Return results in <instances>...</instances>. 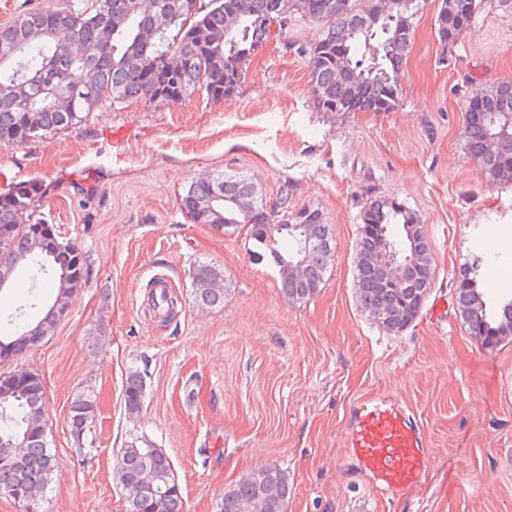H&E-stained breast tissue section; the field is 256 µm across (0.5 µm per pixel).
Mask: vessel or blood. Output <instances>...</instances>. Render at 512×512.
<instances>
[{"instance_id":"vessel-or-blood-1","label":"vessel or blood","mask_w":512,"mask_h":512,"mask_svg":"<svg viewBox=\"0 0 512 512\" xmlns=\"http://www.w3.org/2000/svg\"><path fill=\"white\" fill-rule=\"evenodd\" d=\"M348 446L384 494L414 489L427 465L420 429L398 404L383 398L357 402Z\"/></svg>"}]
</instances>
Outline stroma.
<instances>
[{
	"label": "stroma",
	"instance_id": "1",
	"mask_svg": "<svg viewBox=\"0 0 512 512\" xmlns=\"http://www.w3.org/2000/svg\"><path fill=\"white\" fill-rule=\"evenodd\" d=\"M441 0L414 15L402 96L392 112H322L304 56L283 44L245 65L234 94L176 103L99 107L81 124L0 149V194L35 181L39 210L89 257L91 274L52 335L0 372L40 375L55 472L45 512H123L115 452L132 436L164 448L183 512H216L225 487L262 466L284 470L286 512H512V338L487 346L461 321L453 281L480 253L492 295L512 294V183H490L465 150L468 100L512 80V10L482 0L466 33L442 43ZM218 173L251 182L266 204L321 210L333 259L308 301L282 297L278 275L255 262L246 226L224 233L189 223L191 181ZM391 197L424 224L432 281L417 319L379 326L355 286L363 208ZM224 271L218 308L197 306L190 270ZM167 284L173 319L151 293ZM42 280L20 271L0 289V334L21 319ZM147 370L137 421L124 413L132 369ZM93 390L97 418L69 432L72 397ZM366 397L404 407L428 449L422 485L381 499L347 448L350 411Z\"/></svg>",
	"mask_w": 512,
	"mask_h": 512
}]
</instances>
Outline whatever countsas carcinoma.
I'll return each mask as SVG.
<instances>
[{"label":"carcinoma","instance_id":"obj_1","mask_svg":"<svg viewBox=\"0 0 512 512\" xmlns=\"http://www.w3.org/2000/svg\"><path fill=\"white\" fill-rule=\"evenodd\" d=\"M192 0H77L65 9H39L19 14L0 28V148H19L48 133L74 127L96 108L130 100L161 103L169 93L190 97L201 93L210 101L224 98V79L241 69L248 57L262 48L270 35L253 19L275 8L325 25L321 39L297 47L306 57L309 87L317 107L329 112L338 104L343 112H391L401 100L402 62L412 45L411 17L420 0L383 14L380 0H199V9L186 23L184 5ZM480 0H441L438 35L451 41L457 19L472 20ZM109 27L112 41L102 40ZM69 40L75 55L60 56L56 43ZM177 55L181 65L169 74L166 57ZM480 111L466 113L464 146L488 181L512 182V80L476 91ZM43 195L36 182L20 183L0 195V229L9 230L0 245V275L9 278L20 267L40 273L53 266L47 281L56 299L67 307L90 263L81 249L62 242L75 253L73 261L54 266L55 259L41 250L34 229L44 223L34 203ZM248 199L243 212L237 200ZM181 210L191 224H208L228 231L231 224L249 225L251 251L279 274L281 295L292 303L309 300L323 284L331 262L332 225L311 206L297 209L300 222L313 225L316 242L302 253L303 238L293 229L271 223L254 186L236 175L218 174L192 182L181 196ZM401 257L416 255L408 282L392 288L381 279L375 259L384 247ZM305 255L304 276L284 269ZM486 261L474 255L460 268L454 304L470 334L512 336V298L491 301L481 288ZM432 256L424 225L394 198L369 202L360 215L356 240V292L361 306L391 332H400L418 317L421 295L430 288ZM195 302L203 307L224 305V270L207 262L190 271ZM47 306L43 316L17 327L13 336L0 339L7 353L28 350L22 334L38 327L51 333L57 318ZM146 373L128 372L124 410L128 419L139 418L145 400ZM46 399L38 373L21 376L15 391L0 395V491L16 489L21 505L42 512L52 482L54 455L48 448L47 421L42 419ZM97 403L93 392L76 394L69 405L67 423L78 441L94 421ZM24 449L27 466L11 467L10 454ZM156 476L152 487L139 488L143 471ZM115 475L125 489L126 512H182V494L172 461L165 449L137 436L119 449ZM290 489L288 476L276 466L257 468L224 488L216 512H285Z\"/></svg>","mask_w":512,"mask_h":512}]
</instances>
